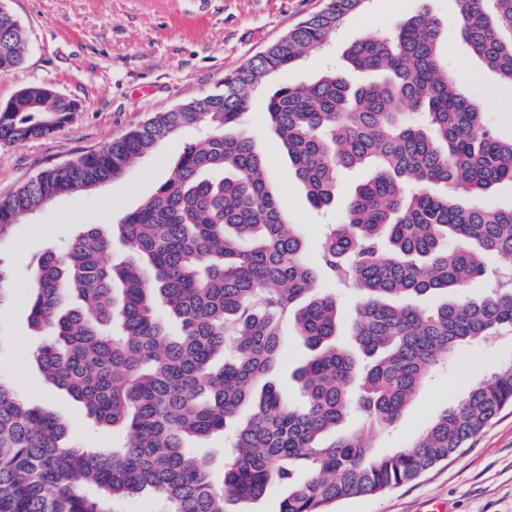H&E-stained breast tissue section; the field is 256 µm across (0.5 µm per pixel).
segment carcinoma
I'll list each match as a JSON object with an SVG mask.
<instances>
[{"instance_id": "carcinoma-1", "label": "carcinoma", "mask_w": 512, "mask_h": 512, "mask_svg": "<svg viewBox=\"0 0 512 512\" xmlns=\"http://www.w3.org/2000/svg\"><path fill=\"white\" fill-rule=\"evenodd\" d=\"M366 2L326 0L214 92L0 197L1 241L19 217L104 188L182 127L208 129L184 143L112 236L85 227L34 262L29 322L47 336L40 371L125 442L109 452L71 445L63 422L0 380V512H114L139 495L166 512H230L227 503L254 501L275 484L287 488L279 512H330L418 479L512 405L510 360L478 374L402 448L379 455L346 428L354 414L373 429L394 426L444 358L512 332V207L484 202L512 182V139L497 136L442 67L435 17L425 11L347 48L350 66L377 81L352 86L328 71L268 98V123L313 207L335 201L343 173L369 172L348 192L318 264L287 223L255 141L233 132L249 112L248 89L325 44ZM456 3L471 53L512 86V0ZM27 42L15 16L0 12V74L24 64ZM15 97L20 108L0 112L1 145L49 136L79 111L43 84ZM114 236L136 260L103 262ZM491 256L505 262L494 288L465 294L489 275ZM326 277L362 296L348 325L336 296L320 289ZM68 294L79 303L64 309ZM437 294L444 299L428 312L399 302ZM286 320L307 349L294 372L298 404L259 384L280 359ZM219 430L231 453L216 480L186 439Z\"/></svg>"}]
</instances>
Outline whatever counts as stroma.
<instances>
[{
	"label": "stroma",
	"mask_w": 512,
	"mask_h": 512,
	"mask_svg": "<svg viewBox=\"0 0 512 512\" xmlns=\"http://www.w3.org/2000/svg\"><path fill=\"white\" fill-rule=\"evenodd\" d=\"M325 0H7L28 32L24 65L0 75V103L19 90L45 84L82 105L81 112L47 138L0 146V195L42 170L73 160L140 126L157 112L216 90L226 74L279 41ZM443 24L447 37L441 60L463 94L480 103L502 139L512 138V86L474 57L462 40L455 0H369L350 15L330 41L285 73L272 75L250 94L244 133L264 157L270 185L288 222L306 240V257L317 262L320 245L342 219V203L314 209L267 123L266 102L280 84H308L326 67L347 71L346 49L371 33L392 32L422 9ZM201 131L187 126L161 143L124 176L79 197L62 196L35 214L21 217L0 241V263L10 271L14 293L0 303V378L29 405L64 422L74 445L109 449L118 432L94 424L84 406L45 380L34 360L44 336L28 325L29 264L49 246H61L87 225L111 232L122 214L136 208L164 181L185 142ZM305 354L292 326L284 328V352L268 380L288 399L300 396L294 371ZM512 359V337L462 347L448 369L429 378L404 411L397 428L371 438L377 452L400 447L443 410L455 406L471 374ZM512 512V407L504 408L464 451L412 483L373 496L355 497L333 512Z\"/></svg>",
	"instance_id": "35a3bbf8"
}]
</instances>
